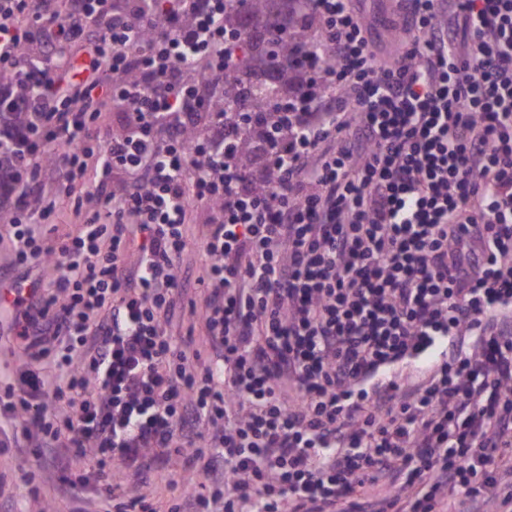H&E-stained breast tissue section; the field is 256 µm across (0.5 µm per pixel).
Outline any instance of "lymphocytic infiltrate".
I'll list each match as a JSON object with an SVG mask.
<instances>
[{"label": "lymphocytic infiltrate", "instance_id": "1", "mask_svg": "<svg viewBox=\"0 0 512 512\" xmlns=\"http://www.w3.org/2000/svg\"><path fill=\"white\" fill-rule=\"evenodd\" d=\"M396 2L388 65L355 0H302L334 63L275 102L262 195L224 128V0H0V237L33 284L0 307V446L31 419L103 512H149L119 477L175 454L171 484L207 479L183 512H512V0ZM196 206L207 362L163 331ZM122 116L120 113L112 111V107H108L100 112L98 123L95 129V138L98 144H104L108 140L112 133H115L121 129ZM51 222V224H55L57 228L56 233L51 236V243L54 244L67 234L75 233L79 227L81 218L77 217L66 204H62L52 217ZM9 326V319L2 313V323L0 319V371L2 370V376L12 371L17 364L16 358L19 357V350L9 333Z\"/></svg>", "mask_w": 512, "mask_h": 512}]
</instances>
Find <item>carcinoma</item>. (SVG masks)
<instances>
[{"label": "carcinoma", "instance_id": "carcinoma-1", "mask_svg": "<svg viewBox=\"0 0 512 512\" xmlns=\"http://www.w3.org/2000/svg\"><path fill=\"white\" fill-rule=\"evenodd\" d=\"M299 0H240L224 10V31L245 45L239 67L224 76V96L240 105L236 151L251 168L257 136L250 118L273 111L272 98L290 99L305 85V52L316 45L318 34L309 18L300 13ZM288 18V31L277 21Z\"/></svg>", "mask_w": 512, "mask_h": 512}]
</instances>
